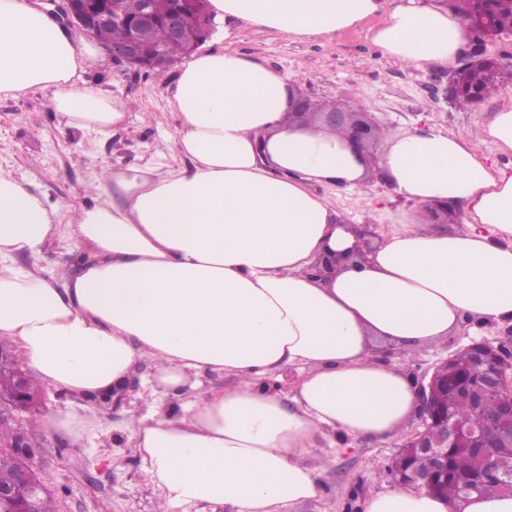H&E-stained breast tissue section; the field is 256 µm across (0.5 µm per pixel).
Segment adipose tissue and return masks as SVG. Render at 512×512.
<instances>
[{
    "label": "adipose tissue",
    "mask_w": 512,
    "mask_h": 512,
    "mask_svg": "<svg viewBox=\"0 0 512 512\" xmlns=\"http://www.w3.org/2000/svg\"><path fill=\"white\" fill-rule=\"evenodd\" d=\"M223 46L180 67L168 107L187 164L109 166L89 183L93 206L72 210L0 174V337L39 384L91 397L144 361L153 382L182 397V414L132 417L136 446L164 506L216 503L229 512H284L320 497L327 432L388 440L420 410L405 361L465 317L512 322V100L481 139L444 129L381 128L361 153L344 132L296 122L287 76L233 47L236 30L289 38L365 27L394 63L453 67L469 39L435 0H210ZM98 61L27 0H0V96L49 92L67 123L106 132L123 103L81 75ZM383 173L406 209L374 250L317 185L347 191ZM458 209L452 228L426 208ZM92 258L79 271L21 267L61 226ZM346 256L314 276L326 255ZM289 399L270 391L283 371ZM233 377L225 388L206 375ZM322 464V465H323ZM445 500L395 487L361 512H449Z\"/></svg>",
    "instance_id": "obj_1"
}]
</instances>
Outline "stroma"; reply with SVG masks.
<instances>
[{
  "instance_id": "obj_1",
  "label": "stroma",
  "mask_w": 512,
  "mask_h": 512,
  "mask_svg": "<svg viewBox=\"0 0 512 512\" xmlns=\"http://www.w3.org/2000/svg\"><path fill=\"white\" fill-rule=\"evenodd\" d=\"M235 49L286 73L295 90L310 98L335 99L361 110L379 124L401 129L443 128L478 135L496 112L502 97L512 94V83L496 94L461 108L446 101L447 71L432 67H402L383 57L371 44L365 28L338 35L332 45L319 38L291 40L275 33L254 35L242 28ZM179 66L136 75L103 59L82 75L90 86L127 105L128 118L103 134H88L68 126L54 109L49 93L34 91L12 98L0 97V171L26 179L30 189L77 207L90 204L83 185L103 165L143 164L158 155H170L177 120L167 100L179 75ZM333 209L352 224L386 223L398 202L389 200L380 178L368 181L363 193L335 188L318 190ZM84 243L68 232L48 240L36 258L17 256L20 265L35 264L50 270L75 268L87 255ZM503 324L470 325L410 358L406 370L412 378H427L441 359L453 356L475 341L500 337ZM40 417L70 412L92 417L84 438L71 443L42 425L28 433L39 449L38 469L55 512H157L155 493L146 465L134 446L129 412H142L152 401L148 389L129 392L112 405L97 398H76L52 387H41ZM336 459L321 472V497L292 508V512H359L365 497L384 492L392 482L386 469L400 439L357 440L335 436Z\"/></svg>"
}]
</instances>
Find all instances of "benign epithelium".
I'll return each instance as SVG.
<instances>
[{
	"mask_svg": "<svg viewBox=\"0 0 512 512\" xmlns=\"http://www.w3.org/2000/svg\"><path fill=\"white\" fill-rule=\"evenodd\" d=\"M468 2L480 9L465 19L470 36L464 50V64L478 60L489 69L493 79L512 81V63L504 61L503 55L488 51V45L497 36L477 38L478 29L493 26L490 0ZM188 8L199 18L191 31L184 28L181 20ZM54 13L63 27L88 40L95 39V32L102 27H126L128 37L124 42L103 44L101 48L112 63L136 73L163 71L173 65L165 48L151 40L155 27L163 26L168 40L181 44L190 56L210 36L214 22L207 0H142L141 10L134 17L111 11L107 0H60ZM319 116L320 121L334 129L345 128L347 137L363 150L375 143L374 133L379 123L366 112L355 114L336 109L321 112ZM464 351L474 363L484 367V375L473 380L450 373L452 357L437 364L427 384L418 386L419 425L405 435L397 454V458L410 461V465L404 469L393 465L389 470L397 485L424 490L442 499L448 498V490L457 486L459 501L476 484L497 482L512 490V458L507 459L498 452L512 443V433L492 434L481 426L462 428L451 419L448 407V397L464 396L484 418L512 421V327L504 332V338L474 342ZM6 365L13 369L14 383L8 393L0 395V417L5 413L10 415L16 428L9 439L0 440V447L10 449L19 467L13 482L0 483V512H36V502L45 488L37 479L38 447L23 425L24 415L31 413L33 407L27 390V373L20 367L14 351L0 347V367ZM454 448L468 450L477 461L476 471L465 482L450 469L448 452Z\"/></svg>",
	"mask_w": 512,
	"mask_h": 512,
	"instance_id": "obj_1",
	"label": "benign epithelium"
}]
</instances>
